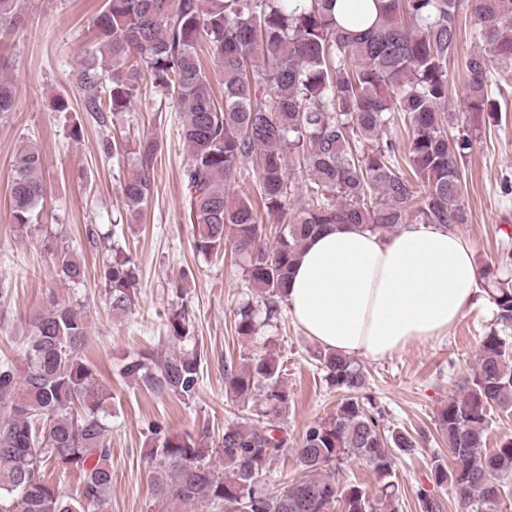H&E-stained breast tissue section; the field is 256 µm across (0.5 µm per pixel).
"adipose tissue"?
<instances>
[{
  "label": "adipose tissue",
  "mask_w": 512,
  "mask_h": 512,
  "mask_svg": "<svg viewBox=\"0 0 512 512\" xmlns=\"http://www.w3.org/2000/svg\"><path fill=\"white\" fill-rule=\"evenodd\" d=\"M479 294L473 249L456 231L338 224L311 238L283 302L322 348L378 360L447 333Z\"/></svg>",
  "instance_id": "adipose-tissue-1"
}]
</instances>
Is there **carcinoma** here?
Listing matches in <instances>:
<instances>
[{"mask_svg": "<svg viewBox=\"0 0 512 512\" xmlns=\"http://www.w3.org/2000/svg\"><path fill=\"white\" fill-rule=\"evenodd\" d=\"M18 5L0 0L1 29L17 23ZM462 6L476 25L466 90L467 108L478 115L494 111L489 64L512 69V0H105L95 17L98 52L87 55L80 74L84 108L103 124L105 111L131 108L132 91L146 77L175 97L189 153L183 179L189 220L199 228L196 250L208 257L229 247L245 258L257 299L237 309V335L255 333L259 308L267 321L280 314L299 251L331 224L382 235L412 214L450 230L469 223L463 166L476 129L451 133L453 115H445ZM205 47L221 63V104L201 64ZM104 55L112 60L107 88L98 76ZM14 101L15 85L0 76V112ZM399 116L411 130L403 147L387 133ZM159 152L153 138L133 148L138 170L122 188L132 216L142 214ZM293 157L309 177L303 193L286 176ZM13 168L12 218L23 230L43 198V157L25 148ZM252 174L268 218L281 225L272 246L250 193L232 200L227 192ZM50 256L67 283H84L85 266L73 251L56 246ZM510 264L507 258L479 268L501 329L483 336L459 394L437 413L455 463L435 460L431 476L452 490L459 512H501L512 483V437L486 445L493 411L512 413V336L505 334L512 328V281L500 275ZM99 278L112 311H132L139 285L132 257L115 251ZM168 332L190 337L184 311L171 314ZM87 344L81 311L54 300L35 316L21 365L0 362V512H107L111 396ZM314 357L343 398L336 411L306 426L292 483L276 490L266 484V465L288 449L277 420L290 402L282 366L266 353L224 365L227 392L243 403L261 397L259 415L225 425L217 441L152 425L144 460L153 499L167 512H396L392 449L410 454L417 439L406 429H380L367 407L368 373L355 359L324 349ZM200 367L194 348L160 361L140 353L125 361L122 375L158 397L188 402L200 388ZM352 457L375 471L376 489L336 482L337 466ZM48 466L79 474L77 492L48 481ZM417 498L420 512H441L427 490Z\"/></svg>", "mask_w": 512, "mask_h": 512, "instance_id": "1", "label": "carcinoma"}]
</instances>
